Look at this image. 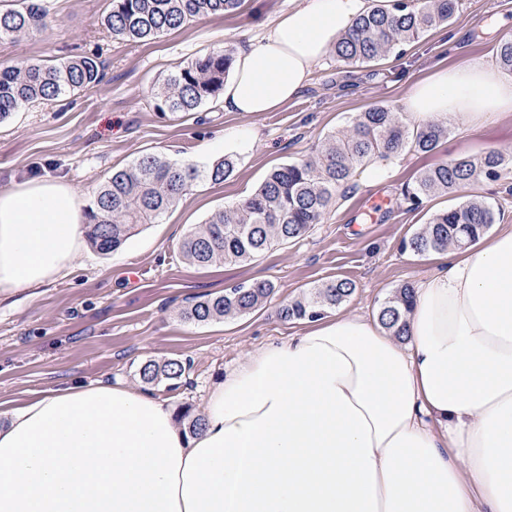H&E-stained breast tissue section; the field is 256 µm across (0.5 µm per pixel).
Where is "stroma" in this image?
<instances>
[{"instance_id":"35a3bbf8","label":"stroma","mask_w":512,"mask_h":512,"mask_svg":"<svg viewBox=\"0 0 512 512\" xmlns=\"http://www.w3.org/2000/svg\"><path fill=\"white\" fill-rule=\"evenodd\" d=\"M47 3L42 31L0 41V68L94 55L104 76L91 90L22 107L0 123V188L61 177L86 207L113 170L146 154L201 169L229 158L235 167L224 182L198 180L155 223L135 228L120 250L103 254L85 246L51 285L0 294V407L77 382L120 379L137 387L143 363L178 358L191 363L186 379L151 392L174 408H200L215 376L299 333L301 322L279 319L277 306L325 281L349 279L357 288L338 313L374 318L396 288L418 283L435 262L401 251L400 243L435 212L478 199L494 206L498 223L512 224V178L481 179L418 208L405 197L408 183L441 162L491 150L512 157L509 114L470 132L449 121L434 151L386 158L380 184L351 180L321 224L297 243L247 263L207 267L189 264L180 252L195 225L243 200L272 168L309 156L360 112L376 104L403 111L413 83L435 65L495 63L498 45L512 39V0H459L448 26L373 63L348 64L328 53L301 95L277 111L227 112L214 99L184 116L160 110L156 88L198 57L258 42L298 0H241L233 12L131 44L113 41L103 23L112 0ZM265 279L278 285L265 308L207 323L181 316L199 295Z\"/></svg>"}]
</instances>
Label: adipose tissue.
I'll return each mask as SVG.
<instances>
[{"instance_id": "ef3b65f1", "label": "adipose tissue", "mask_w": 512, "mask_h": 512, "mask_svg": "<svg viewBox=\"0 0 512 512\" xmlns=\"http://www.w3.org/2000/svg\"><path fill=\"white\" fill-rule=\"evenodd\" d=\"M368 0H300L239 51L228 112L300 96ZM416 126L512 112V77L477 61L412 86ZM58 178L0 189V291L37 288L84 245ZM397 342L378 319L308 320L210 388L188 433L121 380L50 389L0 420V512H512V225L441 252Z\"/></svg>"}]
</instances>
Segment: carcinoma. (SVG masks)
<instances>
[{
    "label": "carcinoma",
    "mask_w": 512,
    "mask_h": 512,
    "mask_svg": "<svg viewBox=\"0 0 512 512\" xmlns=\"http://www.w3.org/2000/svg\"><path fill=\"white\" fill-rule=\"evenodd\" d=\"M239 4L240 0H112V10L104 22L113 39L142 43L199 16L229 13ZM456 7L457 0H377V5L359 16L349 32L336 41V56L355 64L379 60L398 46L448 24ZM47 16L44 0H20L15 8L0 9V40L43 30ZM496 60L503 70L512 72V39L499 44ZM231 61L227 49L197 58L158 87V108L171 112L196 110L223 89ZM102 78L103 69L93 55L53 66L22 62L0 69V122L23 106L50 101L71 91L91 90ZM447 134L444 121L411 130L388 106H371L357 115L348 129L327 135L313 154L273 169L250 196L196 225L182 240L180 251L188 262L205 266L251 261L274 246L293 243L321 222L336 201V193L374 158L395 156L407 149L431 152ZM233 168L228 158L201 170L192 163L144 155L128 167L113 171L99 189L94 205L87 209L91 245L103 253L120 249L136 226L154 222L195 181L206 178L221 183ZM508 174L504 156L490 151L480 157L445 161L421 172L405 195L417 208L432 196L452 193L479 179L498 181ZM494 223L490 203L468 200L433 215L403 240L402 249L416 256L463 249ZM355 288V283L347 279L328 281L283 305L280 317H321L341 305ZM275 293L276 284L270 280L236 285L222 293L197 296L181 316L192 322L241 317L266 305ZM413 294L414 286L403 284L379 310L381 324L400 341L406 338ZM189 370L190 364L178 359L149 361L140 367L139 377L145 384L175 386ZM177 420L193 434L201 426V418L189 405L180 408Z\"/></svg>",
    "instance_id": "cac0c4a2"
}]
</instances>
